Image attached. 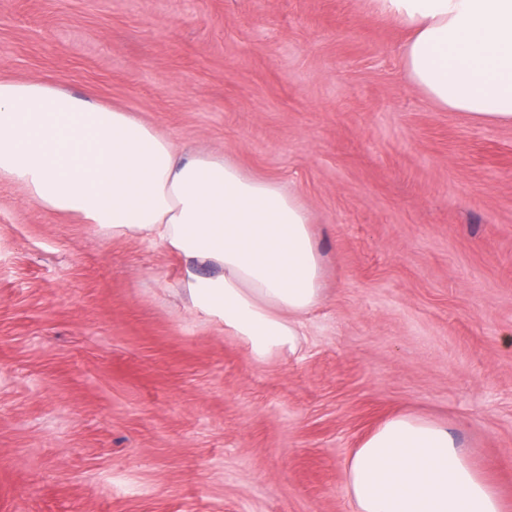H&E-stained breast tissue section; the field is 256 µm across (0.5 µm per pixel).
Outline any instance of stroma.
Returning a JSON list of instances; mask_svg holds the SVG:
<instances>
[{
  "label": "stroma",
  "mask_w": 512,
  "mask_h": 512,
  "mask_svg": "<svg viewBox=\"0 0 512 512\" xmlns=\"http://www.w3.org/2000/svg\"><path fill=\"white\" fill-rule=\"evenodd\" d=\"M365 0H0V79L277 179L324 298L253 361L159 241L0 183V512H352L386 418L447 424L512 507V125L436 106Z\"/></svg>",
  "instance_id": "35a3bbf8"
}]
</instances>
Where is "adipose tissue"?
Wrapping results in <instances>:
<instances>
[{"label": "adipose tissue", "mask_w": 512, "mask_h": 512, "mask_svg": "<svg viewBox=\"0 0 512 512\" xmlns=\"http://www.w3.org/2000/svg\"><path fill=\"white\" fill-rule=\"evenodd\" d=\"M408 33L407 80L437 106L512 124V0H369ZM0 182L45 210L162 243L197 312L252 360L296 350L323 294L312 214L274 179L178 149L132 113L39 80H0ZM214 275H198L200 266ZM353 512H505L447 425L400 414L344 472Z\"/></svg>", "instance_id": "1"}]
</instances>
